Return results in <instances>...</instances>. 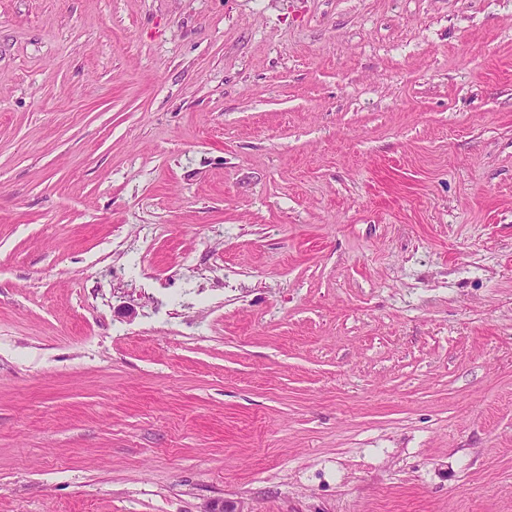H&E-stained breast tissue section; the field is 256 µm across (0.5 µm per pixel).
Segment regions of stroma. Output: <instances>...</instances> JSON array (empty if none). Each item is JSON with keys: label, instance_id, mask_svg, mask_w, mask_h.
Segmentation results:
<instances>
[{"label": "stroma", "instance_id": "obj_1", "mask_svg": "<svg viewBox=\"0 0 512 512\" xmlns=\"http://www.w3.org/2000/svg\"><path fill=\"white\" fill-rule=\"evenodd\" d=\"M512 512V0H0V512Z\"/></svg>", "mask_w": 512, "mask_h": 512}]
</instances>
